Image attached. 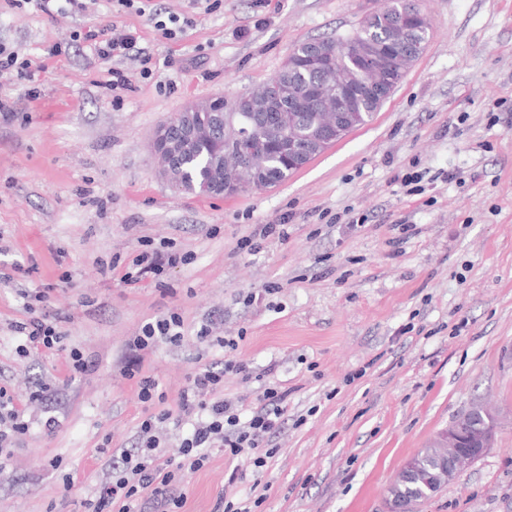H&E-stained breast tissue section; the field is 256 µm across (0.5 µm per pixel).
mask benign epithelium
<instances>
[{"label": "benign epithelium", "mask_w": 512, "mask_h": 512, "mask_svg": "<svg viewBox=\"0 0 512 512\" xmlns=\"http://www.w3.org/2000/svg\"><path fill=\"white\" fill-rule=\"evenodd\" d=\"M424 14L415 5L408 14L394 23V27L407 35L413 28L425 24ZM312 65L325 76V84H330L331 72L335 68L334 55L323 52L316 53ZM385 85L380 69H365L359 81L344 83L336 87V94L325 97V105L329 112L322 121L316 123L310 131L317 146H324L335 141L345 133L350 102L361 96L365 91H379ZM224 127V113H212L211 120H201L199 107L189 105L183 111L161 122L153 131L150 139V151L156 157L158 172L164 180L172 177V155L167 151L169 138L173 137L184 142L201 140ZM224 193L232 196L241 193L254 184V170L228 158L224 161V178L221 179ZM461 416L466 419L465 425L452 422L448 428L440 432L435 446L446 448L448 452L440 454L439 465L433 478L425 490L440 485L441 481L452 483L458 479L463 467L482 458L493 447L496 432V417L486 408L475 405Z\"/></svg>", "instance_id": "1"}]
</instances>
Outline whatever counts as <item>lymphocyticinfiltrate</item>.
<instances>
[{
  "mask_svg": "<svg viewBox=\"0 0 512 512\" xmlns=\"http://www.w3.org/2000/svg\"><path fill=\"white\" fill-rule=\"evenodd\" d=\"M120 10L149 13L162 38L179 41L194 18L168 10H147L146 0H116ZM73 41L91 47L98 57L111 59L129 55L136 36L129 28L112 23L105 27L84 26L72 34ZM187 254L167 253L148 247L140 251L126 266L125 282L133 284L147 274L161 275L168 266L188 263ZM184 320L180 313L168 314L146 322L140 333L129 342L132 356L123 375L137 381V397L152 412L140 423L138 446L113 456L112 479L98 490L94 512H143L152 506L153 512H180L184 495L181 487L187 474L203 469L209 461V451L223 449L225 456L259 473L276 454L270 442L284 424L288 393L277 385H265L258 405L251 414H244L237 401L225 398L224 378L233 374L250 379L246 363L235 358L240 339L217 336L212 323H204L196 332L197 340L209 347H220L225 353L221 365L207 364L195 369L178 393L177 407L165 406L166 394L158 382L140 373V352L159 344L179 343ZM192 422L193 429L180 438L177 447L168 445L169 427ZM30 429L29 421L14 405V396L0 387V465L10 457L11 449L21 435Z\"/></svg>",
  "mask_w": 512,
  "mask_h": 512,
  "instance_id": "1",
  "label": "lymphocytic infiltrate"
}]
</instances>
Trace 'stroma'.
<instances>
[{
	"instance_id": "1",
	"label": "stroma",
	"mask_w": 512,
	"mask_h": 512,
	"mask_svg": "<svg viewBox=\"0 0 512 512\" xmlns=\"http://www.w3.org/2000/svg\"><path fill=\"white\" fill-rule=\"evenodd\" d=\"M157 2L195 16L180 41L109 0L52 17L0 0V41L45 66L33 86L0 77L16 104L0 120V386L31 422L0 471V512H89L111 479L108 452L134 447L145 415L121 373L128 342L172 310L183 341L140 369L167 408L195 368L224 359L195 338L209 319L216 335L246 332L236 356L254 377L225 376V398L248 409L265 382L288 391L263 473L231 479L212 449L181 512H214L222 496L258 500L256 512H386L405 461L475 404L496 413L495 444L421 512H512V0H418L429 41L371 121L287 181L224 198L173 193L149 150L154 128L188 102L252 90L298 41L348 33L382 0H223L209 14ZM115 19L150 54L151 78L72 39ZM116 69L132 77L118 94ZM414 160L457 178L407 195L394 177ZM349 207L368 223H329ZM285 215L287 242L236 252ZM401 221L416 232L396 247ZM146 240L192 259L127 284ZM271 282L281 289L269 295ZM34 316L59 319L64 339L18 354L13 326ZM73 347L96 361L75 380ZM39 382L58 391L52 433L48 407L28 399Z\"/></svg>"
}]
</instances>
